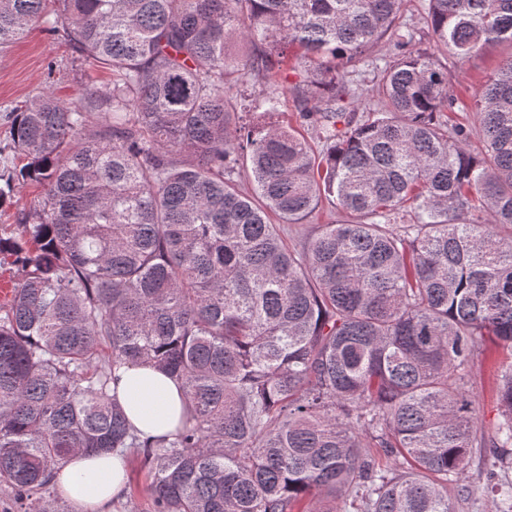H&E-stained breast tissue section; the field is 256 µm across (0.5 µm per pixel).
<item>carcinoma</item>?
I'll use <instances>...</instances> for the list:
<instances>
[{
    "mask_svg": "<svg viewBox=\"0 0 512 512\" xmlns=\"http://www.w3.org/2000/svg\"><path fill=\"white\" fill-rule=\"evenodd\" d=\"M47 2L0 0V53L57 22L111 82L64 103L51 62L4 114L27 163L3 158L0 208L46 186L0 235L22 270L0 304V487L18 512H48L78 451L150 467L153 512H311L316 496L453 512L448 476L478 432L466 366L486 336L512 349V54L475 101L479 146L441 117L448 60L512 46V0H426L419 29L404 0H55L53 22ZM382 45L380 107L358 120L347 76ZM239 87L254 114L293 98L322 151L239 122ZM325 200L352 221L289 250L285 225ZM139 362L186 403L152 441L111 388ZM498 394L504 465L512 362ZM487 486L512 512V484Z\"/></svg>",
    "mask_w": 512,
    "mask_h": 512,
    "instance_id": "1",
    "label": "carcinoma"
}]
</instances>
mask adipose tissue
I'll return each mask as SVG.
<instances>
[{"mask_svg":"<svg viewBox=\"0 0 512 512\" xmlns=\"http://www.w3.org/2000/svg\"><path fill=\"white\" fill-rule=\"evenodd\" d=\"M114 387L141 437H161L176 431L185 414V401L175 379L147 365H125L117 369ZM54 482L76 512H106L107 506L127 490V467L120 456L110 453H77Z\"/></svg>","mask_w":512,"mask_h":512,"instance_id":"ef3b65f1","label":"adipose tissue"}]
</instances>
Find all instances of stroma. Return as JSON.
I'll list each match as a JSON object with an SVG mask.
<instances>
[{
	"mask_svg": "<svg viewBox=\"0 0 512 512\" xmlns=\"http://www.w3.org/2000/svg\"><path fill=\"white\" fill-rule=\"evenodd\" d=\"M512 47L505 44L482 48L452 67L448 92L457 104L445 118L450 124L474 128L476 117L471 108L496 65ZM56 62L62 72L54 85L57 97L74 100L80 86L90 84L105 88L110 74L104 70H88L74 62L63 35H49L42 26L33 27L26 36L0 54V107L21 103L35 94L46 80L48 62ZM346 213L324 203L299 224L288 225L284 238L290 249L302 250L318 232L321 225L345 221ZM512 362V351L482 341L469 365V395L478 417L481 434L460 471L448 482V497L453 512H500V501L482 485L489 470H496L500 479L512 481V466L500 467L497 450L491 437L500 418L496 392L499 368ZM150 473L139 461L128 464V490L109 507V512H152L149 495Z\"/></svg>",
	"mask_w": 512,
	"mask_h": 512,
	"instance_id": "35a3bbf8",
	"label": "stroma"
}]
</instances>
